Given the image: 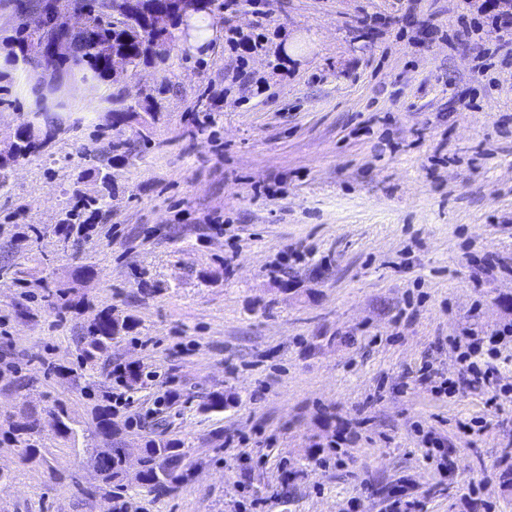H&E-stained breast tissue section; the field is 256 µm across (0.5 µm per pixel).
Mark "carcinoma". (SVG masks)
I'll return each instance as SVG.
<instances>
[{
  "label": "carcinoma",
  "instance_id": "1",
  "mask_svg": "<svg viewBox=\"0 0 512 512\" xmlns=\"http://www.w3.org/2000/svg\"><path fill=\"white\" fill-rule=\"evenodd\" d=\"M188 6L180 13L167 14L164 26L155 31L145 28L144 22L166 5V0H59V6L51 11L40 10L32 0H16L15 7L24 17L15 34L0 40V49L6 59L14 64L22 63L40 68L36 49L53 34L71 33L74 56L57 61L48 73L46 95L61 97L73 89V83L109 80L112 56L125 57L131 70L150 66L164 59L168 47L182 32L184 18L193 14H207L215 6V0H187ZM106 111L99 116L103 129L128 127L132 135L114 139L110 145L111 156L107 163L84 173L81 179L90 181L89 192H78L77 202L56 225L55 232L65 242L82 243L88 238L93 221L107 212L108 199L115 195L118 169L137 157L142 148L151 144L154 125L159 120L161 102L148 94L137 106H129L116 92L105 98ZM67 117L56 112H32L15 129L10 151L0 155V171L15 163L28 160L47 151L57 139ZM137 320L129 316L121 321L112 313L101 311L89 323L85 363H93L103 356L115 339L136 329ZM140 366H124L120 382L129 390L143 383ZM61 429L56 437L64 442L74 438V419L65 404L58 402L51 410ZM92 422L99 434L111 444L105 452L94 455L92 461L100 472V491L112 495V483L125 476L127 449L118 438L112 410V397L104 395L96 400L91 409ZM40 423L34 413H24L13 421L8 429L12 440L23 444L20 455L27 461L41 457V449L32 440L39 432ZM143 467L138 481L157 497L171 495L185 478L186 464L183 444L177 439L159 438L146 442L140 449Z\"/></svg>",
  "mask_w": 512,
  "mask_h": 512
}]
</instances>
